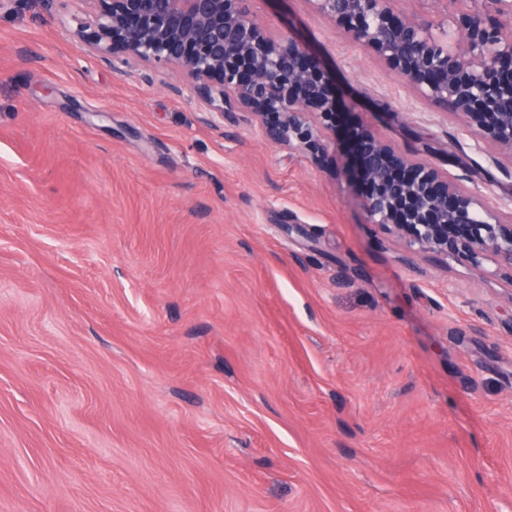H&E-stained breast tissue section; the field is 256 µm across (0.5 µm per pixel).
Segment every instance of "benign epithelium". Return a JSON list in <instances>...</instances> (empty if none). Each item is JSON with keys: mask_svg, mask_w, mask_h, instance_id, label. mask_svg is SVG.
<instances>
[{"mask_svg": "<svg viewBox=\"0 0 512 512\" xmlns=\"http://www.w3.org/2000/svg\"><path fill=\"white\" fill-rule=\"evenodd\" d=\"M89 19L71 35L116 74L151 65L171 69L201 101L209 120L248 112L264 137L319 167L341 113L332 79L298 40L268 33L251 17L250 0H79ZM360 46L376 52L419 95L460 119L462 130L512 155V85L496 71L512 66V0H436L458 26H433L401 15L391 0H311ZM355 182L366 222L397 234L409 254L487 261L512 283V224L474 193L378 139L349 132Z\"/></svg>", "mask_w": 512, "mask_h": 512, "instance_id": "7a95c632", "label": "benign epithelium"}]
</instances>
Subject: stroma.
I'll return each instance as SVG.
<instances>
[{"instance_id": "stroma-1", "label": "stroma", "mask_w": 512, "mask_h": 512, "mask_svg": "<svg viewBox=\"0 0 512 512\" xmlns=\"http://www.w3.org/2000/svg\"><path fill=\"white\" fill-rule=\"evenodd\" d=\"M249 6L334 76L337 155L367 127L512 214V164L311 0ZM83 17L0 15V512H512V284Z\"/></svg>"}]
</instances>
